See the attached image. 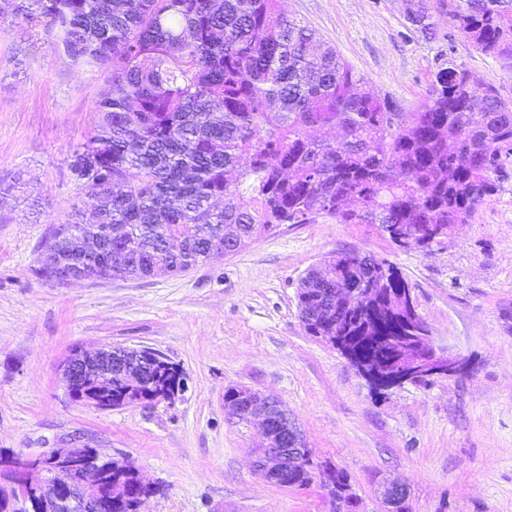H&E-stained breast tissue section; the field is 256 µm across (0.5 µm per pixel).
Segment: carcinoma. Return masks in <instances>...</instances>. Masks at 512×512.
<instances>
[{"label":"carcinoma","mask_w":512,"mask_h":512,"mask_svg":"<svg viewBox=\"0 0 512 512\" xmlns=\"http://www.w3.org/2000/svg\"><path fill=\"white\" fill-rule=\"evenodd\" d=\"M442 2L418 0V22ZM450 2L448 21L512 67V0ZM5 15L43 28L73 66L106 74L95 125L68 161L97 222L66 224L75 238L52 229L59 265L105 272L108 254L92 242L110 228L112 243L136 253L112 276L177 273L319 216L376 224L396 246L430 250L509 178L512 102L495 87L474 104L469 71L450 62L418 109L401 112L280 0H0ZM349 284L373 297L347 309L327 300L325 289ZM408 288L386 260L338 252L301 280L299 313L310 335L341 340L349 359L378 321L387 336L422 323L388 303ZM182 380L170 362L150 371L148 391L168 398ZM95 389L111 406L136 393L117 371ZM316 476L334 502L351 487L346 472L310 460L288 485ZM135 482L131 467L112 471L115 486Z\"/></svg>","instance_id":"obj_1"}]
</instances>
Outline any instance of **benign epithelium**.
<instances>
[{
    "instance_id": "obj_1",
    "label": "benign epithelium",
    "mask_w": 512,
    "mask_h": 512,
    "mask_svg": "<svg viewBox=\"0 0 512 512\" xmlns=\"http://www.w3.org/2000/svg\"><path fill=\"white\" fill-rule=\"evenodd\" d=\"M460 359L448 353L438 354L431 346L428 332L413 339L402 351L401 362L392 369L366 364L357 366L360 374L373 386L384 389L406 383L446 378L456 374ZM112 372V348H102L93 355H71L63 365L62 379L66 390ZM238 413L247 419L261 420L265 442L259 454L258 468L268 481L286 486L288 473L299 466L309 452L301 432L291 417L276 420L271 409L280 403L270 396L249 391L242 395ZM128 460L101 455L96 448L76 446L52 450L42 456L21 461L0 456L1 471L25 470L28 475L18 480L12 494L22 502V512H112V466ZM387 508L398 499H408V490L397 483H388L381 492Z\"/></svg>"
}]
</instances>
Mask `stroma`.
<instances>
[{"label":"stroma","instance_id":"35a3bbf8","mask_svg":"<svg viewBox=\"0 0 512 512\" xmlns=\"http://www.w3.org/2000/svg\"><path fill=\"white\" fill-rule=\"evenodd\" d=\"M280 5L403 111L451 61L512 100V69L447 17L432 14L427 37L406 21L404 0ZM103 85L41 32L0 21V449L29 459L85 445L130 459L160 487L144 512H332L320 481L279 487L258 473L260 425L224 413L225 389L241 386L288 407L314 463L348 473L355 512H381L386 479L408 486L411 512H512V178L429 251L393 245L374 224L320 217L179 273L56 286L34 269L53 225L77 210L93 219L67 162ZM345 250L402 273L434 347L460 357L458 373L378 391L307 333L299 283ZM102 346L153 348L185 389L107 411L74 401L63 361Z\"/></svg>","mask_w":512,"mask_h":512}]
</instances>
